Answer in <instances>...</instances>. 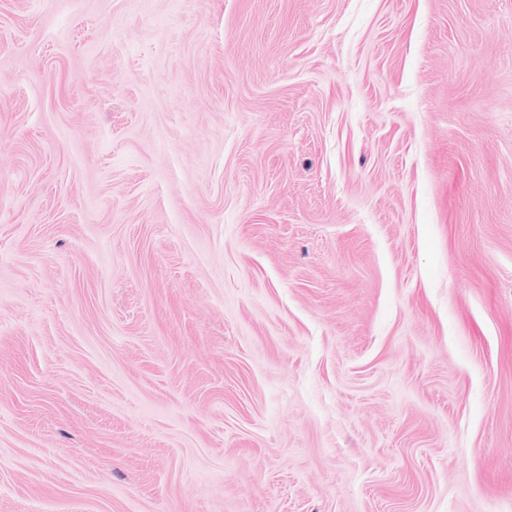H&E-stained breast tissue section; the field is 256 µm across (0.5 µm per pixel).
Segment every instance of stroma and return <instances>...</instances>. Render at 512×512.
<instances>
[{
  "mask_svg": "<svg viewBox=\"0 0 512 512\" xmlns=\"http://www.w3.org/2000/svg\"><path fill=\"white\" fill-rule=\"evenodd\" d=\"M0 512H512V0H0Z\"/></svg>",
  "mask_w": 512,
  "mask_h": 512,
  "instance_id": "obj_1",
  "label": "stroma"
}]
</instances>
